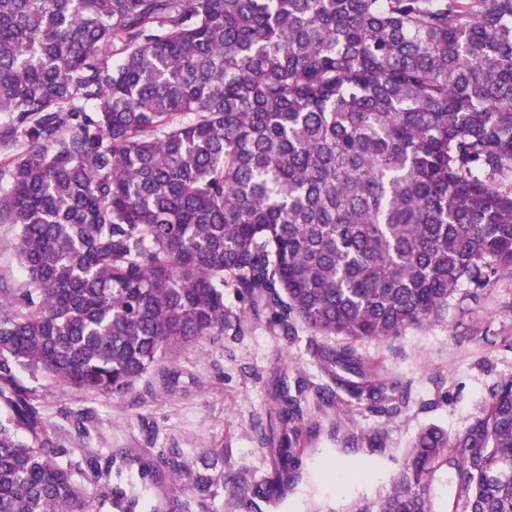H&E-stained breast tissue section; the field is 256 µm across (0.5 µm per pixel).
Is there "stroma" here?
<instances>
[{"label": "stroma", "instance_id": "1", "mask_svg": "<svg viewBox=\"0 0 512 512\" xmlns=\"http://www.w3.org/2000/svg\"><path fill=\"white\" fill-rule=\"evenodd\" d=\"M309 337L301 327L286 338L265 317L250 315L223 340L182 350L170 365L178 376L174 390L155 374L124 398L86 397L57 383L40 389L39 404L61 446L86 457L126 448L149 459L174 448L196 462L220 448L225 474L254 482L270 469L256 431L267 427L276 387L287 381L303 411L301 467L270 512H352L360 501L386 494L421 429L436 424L465 433L483 417L496 385L512 378V275L495 277L478 298L455 300L431 326L357 343L364 359L408 387L393 417L344 395L321 397L326 379ZM79 409L95 412L83 436L65 416Z\"/></svg>", "mask_w": 512, "mask_h": 512}]
</instances>
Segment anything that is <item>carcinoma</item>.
Wrapping results in <instances>:
<instances>
[{
  "label": "carcinoma",
  "instance_id": "obj_1",
  "mask_svg": "<svg viewBox=\"0 0 512 512\" xmlns=\"http://www.w3.org/2000/svg\"><path fill=\"white\" fill-rule=\"evenodd\" d=\"M0 222L26 288L0 297V512H137L134 459L63 448L40 381L124 397L183 346L241 323L234 288L328 378L388 416L403 383L354 342L388 340L512 274V0H0ZM26 373L32 384L20 379ZM260 483L175 449L141 464L166 512L229 489L262 512L300 467L282 381ZM457 461L465 512H512V379L462 436L417 435L379 501L435 512Z\"/></svg>",
  "mask_w": 512,
  "mask_h": 512
}]
</instances>
